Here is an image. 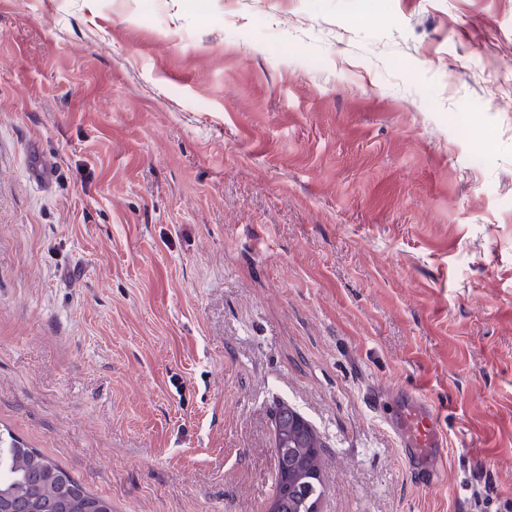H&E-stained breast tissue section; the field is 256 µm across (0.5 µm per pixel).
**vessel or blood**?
Segmentation results:
<instances>
[{
  "instance_id": "1",
  "label": "vessel or blood",
  "mask_w": 512,
  "mask_h": 512,
  "mask_svg": "<svg viewBox=\"0 0 512 512\" xmlns=\"http://www.w3.org/2000/svg\"><path fill=\"white\" fill-rule=\"evenodd\" d=\"M389 425L413 464L417 483L433 485L434 466L444 454L447 438L431 406L416 393L400 394Z\"/></svg>"
}]
</instances>
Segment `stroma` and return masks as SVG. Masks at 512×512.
Wrapping results in <instances>:
<instances>
[{"label": "stroma", "instance_id": "35a3bbf8", "mask_svg": "<svg viewBox=\"0 0 512 512\" xmlns=\"http://www.w3.org/2000/svg\"><path fill=\"white\" fill-rule=\"evenodd\" d=\"M490 61L512 85V0H0V432L112 512H267L287 404L320 512H512ZM388 422L413 464L417 483L433 486L434 465L448 445L431 406L416 393L400 394Z\"/></svg>", "mask_w": 512, "mask_h": 512}]
</instances>
